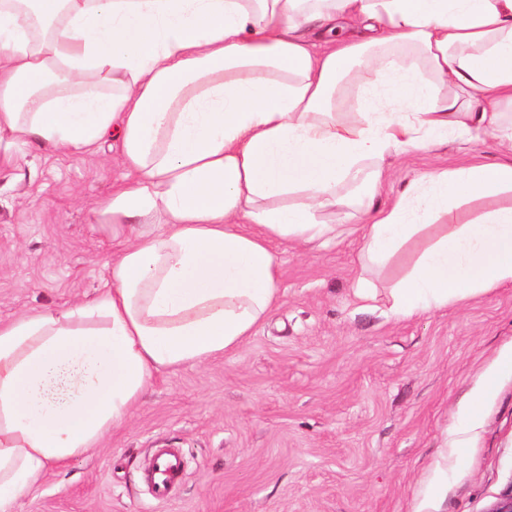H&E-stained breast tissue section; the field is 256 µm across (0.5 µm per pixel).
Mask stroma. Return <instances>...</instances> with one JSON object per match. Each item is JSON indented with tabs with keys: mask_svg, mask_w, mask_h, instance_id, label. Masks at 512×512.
<instances>
[{
	"mask_svg": "<svg viewBox=\"0 0 512 512\" xmlns=\"http://www.w3.org/2000/svg\"><path fill=\"white\" fill-rule=\"evenodd\" d=\"M451 142L385 162L376 206L430 168L495 161ZM112 138L72 153L0 151V319L95 298L120 241L93 210L123 182ZM348 207L335 245H277L282 300L233 353L158 374L121 428L47 472L15 512H489L512 491V372L477 429L452 447L461 402L512 348V287L398 318L355 297ZM180 449L171 500L145 483L154 452Z\"/></svg>",
	"mask_w": 512,
	"mask_h": 512,
	"instance_id": "1",
	"label": "stroma"
}]
</instances>
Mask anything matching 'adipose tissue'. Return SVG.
Segmentation results:
<instances>
[{
	"mask_svg": "<svg viewBox=\"0 0 512 512\" xmlns=\"http://www.w3.org/2000/svg\"><path fill=\"white\" fill-rule=\"evenodd\" d=\"M341 24L357 37L323 45ZM511 108L512 0H0V149L113 132L128 171L95 211L126 235L110 283L0 321V512L124 425L157 373L253 336L281 300L274 244L335 243L342 189L359 299L412 317L512 286ZM451 137L504 157L374 207L386 157Z\"/></svg>",
	"mask_w": 512,
	"mask_h": 512,
	"instance_id": "obj_1",
	"label": "adipose tissue"
}]
</instances>
